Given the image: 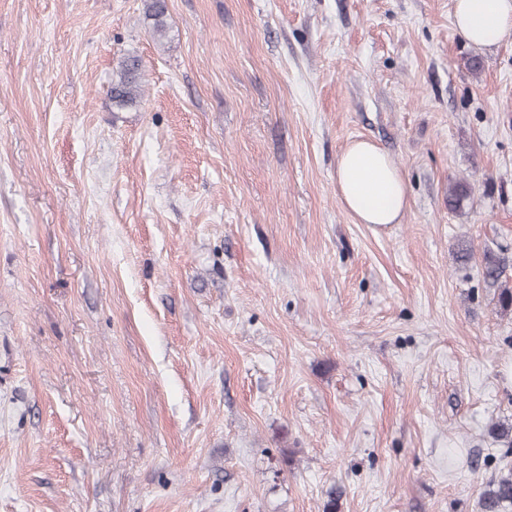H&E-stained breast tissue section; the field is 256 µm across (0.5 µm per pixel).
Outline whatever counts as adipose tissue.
Segmentation results:
<instances>
[{"label": "adipose tissue", "mask_w": 512, "mask_h": 512, "mask_svg": "<svg viewBox=\"0 0 512 512\" xmlns=\"http://www.w3.org/2000/svg\"><path fill=\"white\" fill-rule=\"evenodd\" d=\"M453 16L457 32L471 44L512 43V0H453ZM336 187L343 207L361 224H397L407 209L404 174L371 141H355L342 151Z\"/></svg>", "instance_id": "adipose-tissue-1"}]
</instances>
